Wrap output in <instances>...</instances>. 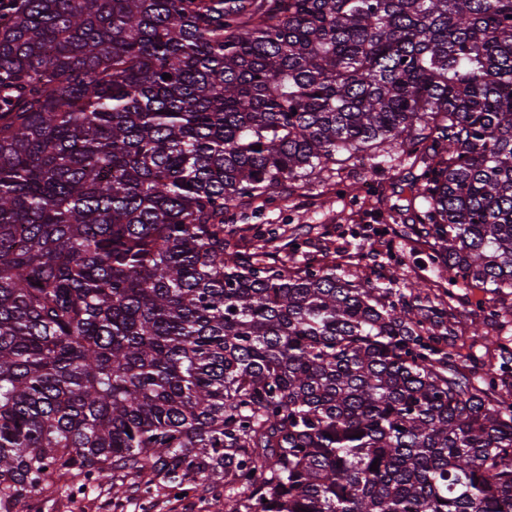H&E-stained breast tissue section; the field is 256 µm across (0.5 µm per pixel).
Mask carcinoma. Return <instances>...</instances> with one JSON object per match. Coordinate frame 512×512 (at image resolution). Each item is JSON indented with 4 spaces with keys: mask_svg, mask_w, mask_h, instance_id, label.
I'll list each match as a JSON object with an SVG mask.
<instances>
[{
    "mask_svg": "<svg viewBox=\"0 0 512 512\" xmlns=\"http://www.w3.org/2000/svg\"><path fill=\"white\" fill-rule=\"evenodd\" d=\"M363 153L446 295L512 291V0H0V512H512V389L443 299L226 252ZM114 491L105 486L75 491L71 496L33 495L13 512H224V488L207 492L201 486L185 492L165 489L154 494L150 501H145L133 488H123L119 499L113 495Z\"/></svg>",
    "mask_w": 512,
    "mask_h": 512,
    "instance_id": "cac0c4a2",
    "label": "carcinoma"
}]
</instances>
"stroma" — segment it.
Returning <instances> with one entry per match:
<instances>
[{
    "label": "stroma",
    "mask_w": 512,
    "mask_h": 512,
    "mask_svg": "<svg viewBox=\"0 0 512 512\" xmlns=\"http://www.w3.org/2000/svg\"><path fill=\"white\" fill-rule=\"evenodd\" d=\"M407 176L408 170L400 160L380 168L368 161L354 162L341 173L313 180L290 197L278 196L271 202L258 199L244 205L227 216L224 236L235 251L248 253L259 236L274 232L292 235L300 244L296 254L282 249L272 252L275 261L288 265H343L355 255L361 276L404 294L410 283L434 277L424 264L426 246L403 237L401 225L389 216L390 208L400 203L394 187ZM365 184L376 191L365 201L343 193L344 188ZM487 301L499 312L497 321L487 326L489 334L512 347V295L491 298L470 288H459L454 293V341L468 345L473 356L471 375L477 379L498 369L502 361L500 352L485 349L472 335L474 325L482 322L481 306ZM223 507L224 493L220 490L165 489L146 500L134 489L116 494L105 486L70 496L35 495L13 512H222Z\"/></svg>",
    "instance_id": "obj_1"
}]
</instances>
